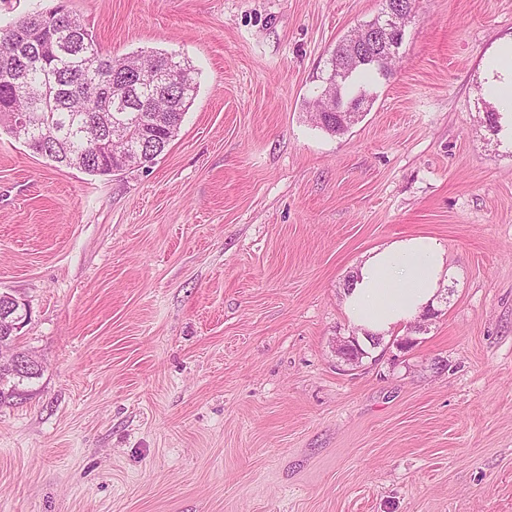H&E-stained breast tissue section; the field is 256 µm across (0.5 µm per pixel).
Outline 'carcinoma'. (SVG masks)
Returning a JSON list of instances; mask_svg holds the SVG:
<instances>
[{
    "instance_id": "carcinoma-1",
    "label": "carcinoma",
    "mask_w": 512,
    "mask_h": 512,
    "mask_svg": "<svg viewBox=\"0 0 512 512\" xmlns=\"http://www.w3.org/2000/svg\"><path fill=\"white\" fill-rule=\"evenodd\" d=\"M359 29L333 51L331 71H349L341 94L371 103L361 74H383L391 62L378 64L369 48L359 60L351 44ZM199 83L188 60L173 53L150 51L112 57L100 47L83 20L65 5L19 18L0 28V118L9 112H34L38 123L56 130L55 137L28 147L51 161L92 175L126 169L121 149L140 155V167L153 163L177 135L186 110L197 97ZM323 94L313 103L318 126L334 135L345 133L348 119L326 112ZM39 374L23 372L14 390L0 389V402Z\"/></svg>"
}]
</instances>
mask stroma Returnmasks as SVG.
<instances>
[{"mask_svg":"<svg viewBox=\"0 0 512 512\" xmlns=\"http://www.w3.org/2000/svg\"><path fill=\"white\" fill-rule=\"evenodd\" d=\"M104 54L198 72L147 168L91 175L0 125V292L42 364L0 404V512H512V0H418L347 132L312 116L382 0H66ZM432 235L451 278L344 362L365 254ZM492 68L499 77L491 85V94L512 108V40L500 46Z\"/></svg>","mask_w":512,"mask_h":512,"instance_id":"obj_1","label":"stroma"}]
</instances>
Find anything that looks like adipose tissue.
<instances>
[{"label":"adipose tissue","mask_w":512,"mask_h":512,"mask_svg":"<svg viewBox=\"0 0 512 512\" xmlns=\"http://www.w3.org/2000/svg\"><path fill=\"white\" fill-rule=\"evenodd\" d=\"M451 274L440 239L411 235L369 250L342 291L343 312L360 345L404 329L436 304Z\"/></svg>","instance_id":"ef3b65f1"}]
</instances>
